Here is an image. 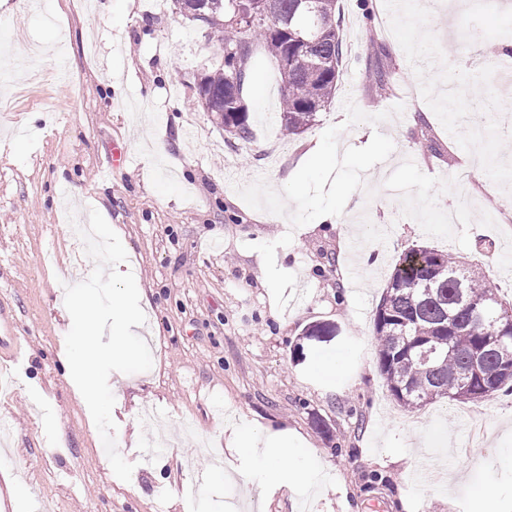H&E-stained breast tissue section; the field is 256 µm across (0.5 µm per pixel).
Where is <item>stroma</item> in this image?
Returning a JSON list of instances; mask_svg holds the SVG:
<instances>
[{"label":"stroma","instance_id":"stroma-1","mask_svg":"<svg viewBox=\"0 0 512 512\" xmlns=\"http://www.w3.org/2000/svg\"><path fill=\"white\" fill-rule=\"evenodd\" d=\"M345 55L315 124L287 137L276 118V63L254 51L246 99L254 139L227 138L198 102V80L224 60L214 29L174 0H0V28L26 39L0 58V311L17 353L0 392V512L14 484L49 512H512V395L477 405V423L444 399L408 410L378 368L373 317L398 256L450 250L512 302V183L494 141L462 128L480 114L467 92L454 113L437 94L479 30L512 31V0L459 10L420 0L413 17L385 0H339ZM382 70L393 91L365 76ZM348 115L337 130L340 115ZM169 153L150 156L146 135ZM336 139L335 168L306 154ZM412 143L406 154L404 143ZM123 159L106 161L113 151ZM296 175L288 187L285 179ZM78 185L83 198L69 206ZM99 211L124 239L126 268L159 336L153 364L112 373L118 479L86 404L61 367L72 322L63 273L92 272L69 215ZM459 221L446 224L448 210ZM346 220H329L331 211ZM326 325L331 335L305 331ZM341 369L322 372V357ZM271 427L309 450L318 484L276 487L235 455L234 427ZM158 447L152 459L147 448ZM223 461V483L209 477Z\"/></svg>","mask_w":512,"mask_h":512}]
</instances>
